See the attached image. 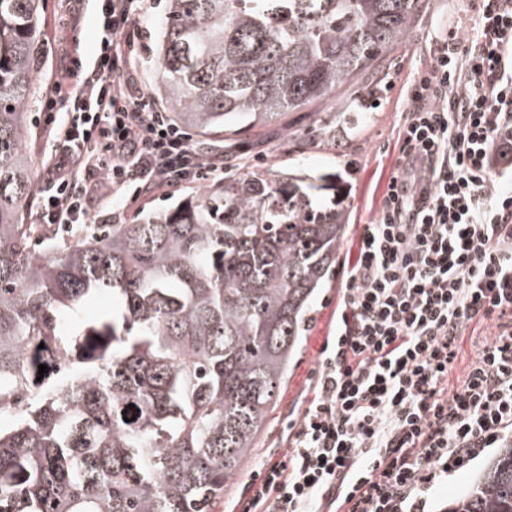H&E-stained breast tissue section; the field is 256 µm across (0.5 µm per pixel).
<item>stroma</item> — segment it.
Here are the masks:
<instances>
[{"instance_id":"obj_1","label":"stroma","mask_w":512,"mask_h":512,"mask_svg":"<svg viewBox=\"0 0 512 512\" xmlns=\"http://www.w3.org/2000/svg\"><path fill=\"white\" fill-rule=\"evenodd\" d=\"M481 8V0H422L407 39L386 62V85L378 106H371L370 85L350 82L339 89L336 99L344 118V132L337 144L313 139L289 142L288 130L310 128L316 119L314 111L305 109L289 113L282 121L257 127L237 139L225 142L224 161L237 169L274 172L288 167L303 168L311 173H339L349 204V225L341 247L334 280L322 288L315 301V321L307 339L288 372L265 433L241 471L224 488L212 512H241L247 485L261 465L280 460L287 452L288 422L301 414L314 398L312 373L319 353L333 336L341 311L345 271L354 262L364 224L377 215L391 178L400 174L398 132L404 119L414 77L429 69L446 44L449 31L468 36ZM166 15L165 0H150L148 18L141 29L139 43L140 78L146 90L157 81L153 56ZM44 48L39 59L37 83L39 93L61 75V59L87 61L97 46V28L90 0H46L43 15ZM67 102L56 103L52 111L41 106L31 109L36 138L28 154L37 175H44L54 152L52 141L44 132L49 114L68 111ZM185 186L165 187L141 197L135 205L112 211L104 202L92 209L96 218H111L120 224L141 209H163L183 195ZM485 457L449 476L430 494L431 512H445L458 494L471 487L475 475L483 468Z\"/></svg>"}]
</instances>
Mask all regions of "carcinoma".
I'll use <instances>...</instances> for the list:
<instances>
[{
	"mask_svg": "<svg viewBox=\"0 0 512 512\" xmlns=\"http://www.w3.org/2000/svg\"><path fill=\"white\" fill-rule=\"evenodd\" d=\"M44 4L0 0V512H211L336 269L341 176L237 171L166 209L33 246L26 145ZM420 4L167 0L157 92L203 140L327 106L403 43ZM336 129L322 118L291 137ZM102 293L117 310L79 318ZM41 364L51 378L37 380ZM446 512H512V443Z\"/></svg>",
	"mask_w": 512,
	"mask_h": 512,
	"instance_id": "obj_1",
	"label": "carcinoma"
}]
</instances>
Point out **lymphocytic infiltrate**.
<instances>
[{
	"instance_id": "obj_1",
	"label": "lymphocytic infiltrate",
	"mask_w": 512,
	"mask_h": 512,
	"mask_svg": "<svg viewBox=\"0 0 512 512\" xmlns=\"http://www.w3.org/2000/svg\"><path fill=\"white\" fill-rule=\"evenodd\" d=\"M147 0H96L99 46L47 92L71 109L37 221H92L164 186L224 178L157 108L137 74ZM397 176L364 225L344 309L315 370L293 450L268 463L243 512H427L428 495L484 449L512 442V0H482L412 84ZM497 331L464 379L448 375L473 324Z\"/></svg>"
}]
</instances>
